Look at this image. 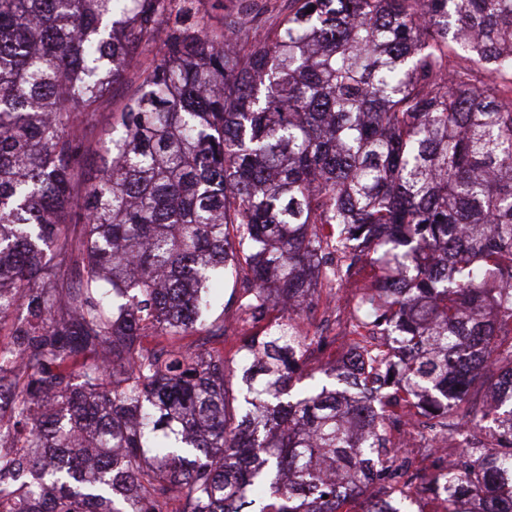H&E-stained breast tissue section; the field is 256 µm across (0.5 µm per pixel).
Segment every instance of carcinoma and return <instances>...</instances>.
<instances>
[{"label":"carcinoma","instance_id":"1","mask_svg":"<svg viewBox=\"0 0 512 512\" xmlns=\"http://www.w3.org/2000/svg\"><path fill=\"white\" fill-rule=\"evenodd\" d=\"M209 2L0 0V512H422L407 407L444 512H512V0ZM365 273L363 366L290 398ZM229 283L287 321L144 345L224 337ZM330 299L327 298L326 295L322 294L318 300L317 307L313 313L310 314L308 318L300 320L299 323L302 325L306 332H312L313 336H322L319 334L318 328L316 326V316L317 314H321L322 316H341L345 314V316H350V311L354 305V293L347 292L346 294H339L336 298V303L333 305L330 304ZM421 445L422 440L419 434L418 417L416 415L403 417L400 425L391 434L388 448H407L408 454L416 458L417 465L423 473L431 470L433 475V479L430 481L431 486L426 487L415 495L417 504H420L425 496H433L438 499L444 497L445 490L443 485L437 484L435 480L448 470V462L452 461L448 448H455L453 447L454 443L448 442V437L446 436L440 438V447H438V452L434 455L430 453L424 454Z\"/></svg>","mask_w":512,"mask_h":512}]
</instances>
